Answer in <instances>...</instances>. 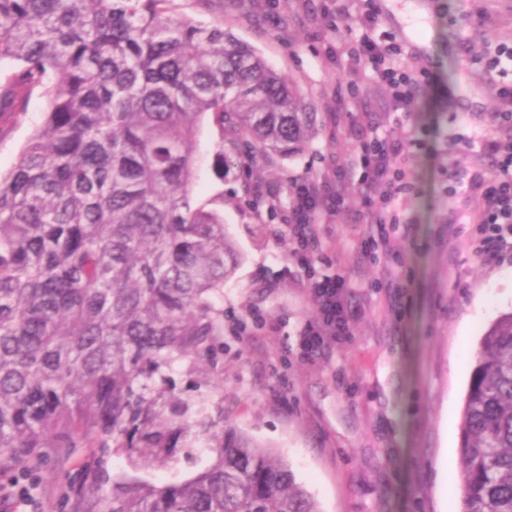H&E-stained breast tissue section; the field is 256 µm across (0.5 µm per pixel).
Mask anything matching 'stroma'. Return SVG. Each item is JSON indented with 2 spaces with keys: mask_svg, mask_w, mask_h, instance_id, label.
Masks as SVG:
<instances>
[{
  "mask_svg": "<svg viewBox=\"0 0 512 512\" xmlns=\"http://www.w3.org/2000/svg\"><path fill=\"white\" fill-rule=\"evenodd\" d=\"M419 0H175L177 13L221 25L289 79L314 133L288 158L243 165L225 150L213 167L218 131L203 120L198 137L197 202L224 198V223L239 263L224 282L220 358L224 415L284 455L321 512H462L457 466L464 397L481 336L512 310V257L488 261L472 249L470 218L481 206L469 175L498 169L483 148L512 132L499 128L491 83L512 85V65L490 73L467 53L512 47V0H438L427 29L403 34ZM377 32L398 34L401 62L430 73L422 111L391 124V136L420 140L412 172L416 195L402 226L378 252L366 253L367 215L357 190L323 225L319 278L341 276L353 314L346 341L312 360L299 357L298 330L316 306L283 233L294 182L334 179L337 164L361 173L360 130L386 109V89L356 77L327 28L340 8L359 28L366 8ZM356 82L362 95L346 91ZM46 99L0 120V171L18 162L41 123ZM88 449L58 463L53 449L21 474L29 500L16 512H73L67 493Z\"/></svg>",
  "mask_w": 512,
  "mask_h": 512,
  "instance_id": "1",
  "label": "stroma"
}]
</instances>
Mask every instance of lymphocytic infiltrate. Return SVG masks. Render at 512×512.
Instances as JSON below:
<instances>
[{
    "mask_svg": "<svg viewBox=\"0 0 512 512\" xmlns=\"http://www.w3.org/2000/svg\"><path fill=\"white\" fill-rule=\"evenodd\" d=\"M374 23V15H367L366 32L349 46L347 53L353 61L373 71L377 81L388 90L394 111H415L416 94L422 82L413 68L397 64L401 48L395 35L373 37ZM486 149L494 157L500 176L488 181L477 170L470 177L471 188L481 197V208L474 217L473 242L479 254L494 257L512 254V140L505 143L491 140ZM359 155L358 185L370 224L364 243L371 246L387 242L391 232L404 222L402 200L412 190L409 163L414 153L408 144L380 135L371 127L361 135ZM348 190L349 181L341 165L336 168L335 184L297 182L286 231L300 265L312 267L322 249L320 229L333 223L343 210ZM307 286L317 309L316 320L305 323L299 330L300 354L308 360L349 336L352 315L344 302V278L311 276Z\"/></svg>",
    "mask_w": 512,
    "mask_h": 512,
    "instance_id": "1",
    "label": "lymphocytic infiltrate"
}]
</instances>
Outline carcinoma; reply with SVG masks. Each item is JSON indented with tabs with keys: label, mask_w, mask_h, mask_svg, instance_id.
Here are the masks:
<instances>
[{
	"label": "carcinoma",
	"mask_w": 512,
	"mask_h": 512,
	"mask_svg": "<svg viewBox=\"0 0 512 512\" xmlns=\"http://www.w3.org/2000/svg\"><path fill=\"white\" fill-rule=\"evenodd\" d=\"M172 4L0 0V117L48 98L0 175V471L92 448L91 472L130 468L93 512H320L224 418L220 382L177 394L175 374L216 370L238 264L223 212L193 196L200 122L220 130L221 179L224 144L287 157L314 126L253 48ZM182 450L205 459L185 479ZM459 470L465 512H512V313L481 336Z\"/></svg>",
	"instance_id": "obj_1"
}]
</instances>
